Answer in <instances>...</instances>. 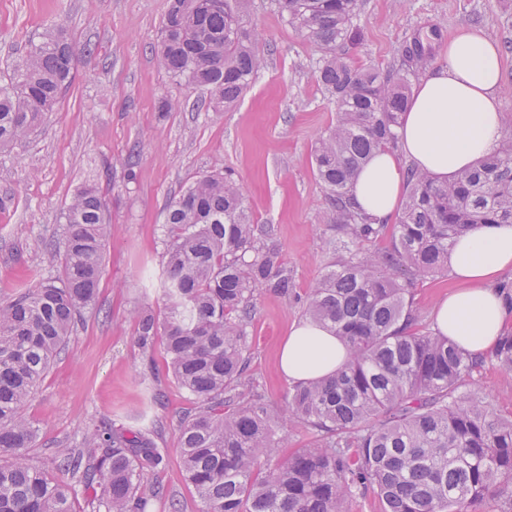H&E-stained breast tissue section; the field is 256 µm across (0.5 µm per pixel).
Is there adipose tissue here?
<instances>
[{
    "instance_id": "adipose-tissue-1",
    "label": "adipose tissue",
    "mask_w": 512,
    "mask_h": 512,
    "mask_svg": "<svg viewBox=\"0 0 512 512\" xmlns=\"http://www.w3.org/2000/svg\"><path fill=\"white\" fill-rule=\"evenodd\" d=\"M504 81L498 43L483 29L458 28L416 84L397 150H379L357 175L351 198L379 222L398 211L406 169L445 179L470 169L505 135ZM455 285L434 306L437 329L473 355L489 352L512 322V296L497 286L512 271V225L490 224L459 235L451 249ZM346 344L315 322L293 324L278 353L292 382L329 377L347 362Z\"/></svg>"
}]
</instances>
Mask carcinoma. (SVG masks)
Segmentation results:
<instances>
[{"label":"carcinoma","mask_w":512,"mask_h":512,"mask_svg":"<svg viewBox=\"0 0 512 512\" xmlns=\"http://www.w3.org/2000/svg\"><path fill=\"white\" fill-rule=\"evenodd\" d=\"M288 24L321 51L316 81L336 106L335 122L312 149L338 228L354 243L390 234V245L351 252L310 288L306 312L349 346L336 374L295 385L280 409L246 399L247 327L260 287L288 294L279 252L260 241L243 187L230 171L196 177L167 206L165 316L137 313L136 342L162 339L169 370L196 401L180 419L177 449L200 512H347L371 489L382 512H468L487 496L512 507V418L463 390L483 361L418 323L406 283L448 270L454 240L481 224H512V137L492 154L440 181L409 169L395 224L358 213L350 189L379 148L395 144L410 80L435 58L415 39L391 72L356 65L362 36L358 0H279ZM258 38L244 29L235 0H169L159 61L177 83L199 90L196 108L238 102L263 68ZM77 53L58 29L32 41L0 78V146L22 142L56 111L74 78ZM61 276L42 279L0 303V512H72L71 487L92 490L86 512H145L166 495L149 477L164 464L147 428L103 420L82 446L44 462L26 449L37 429L24 413L83 312L97 300L112 225L94 185L62 209ZM491 359L512 374V331ZM299 423L312 443L278 460L275 428Z\"/></svg>","instance_id":"cac0c4a2"}]
</instances>
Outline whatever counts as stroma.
<instances>
[{
    "mask_svg": "<svg viewBox=\"0 0 512 512\" xmlns=\"http://www.w3.org/2000/svg\"><path fill=\"white\" fill-rule=\"evenodd\" d=\"M168 0H0V74L47 26L61 27L78 55L75 79L56 112L20 144L0 150V302L33 281L56 278L48 254L63 233L59 216L80 187L102 191L112 224L94 309L76 324L64 349L24 412L38 430L28 455L48 458L78 447L94 422L128 429L152 426L165 466L152 475L167 493L149 512H199L177 451V424L195 401L172 378L162 346L144 352L133 313H164L163 239L167 204L198 175L233 169L262 241L276 248L293 286L288 294L260 289L248 326V366L238 387L284 406L292 385L277 354L290 326L306 319L309 286L355 251H374L336 229L312 166L316 140L335 119L315 68L319 49L288 25L277 0H241L246 29L260 34L265 65L232 107L197 111L200 92L174 82L160 66L156 35ZM362 41L350 50L359 64H399L412 38L462 25L484 29L501 48L505 84H512V0H358ZM182 109L161 111L163 99ZM451 272L413 281L409 290L421 322L447 294ZM467 388L512 417V376L493 361L473 372ZM161 404L147 407V390Z\"/></svg>",
    "mask_w": 512,
    "mask_h": 512,
    "instance_id": "35a3bbf8",
    "label": "stroma"
}]
</instances>
